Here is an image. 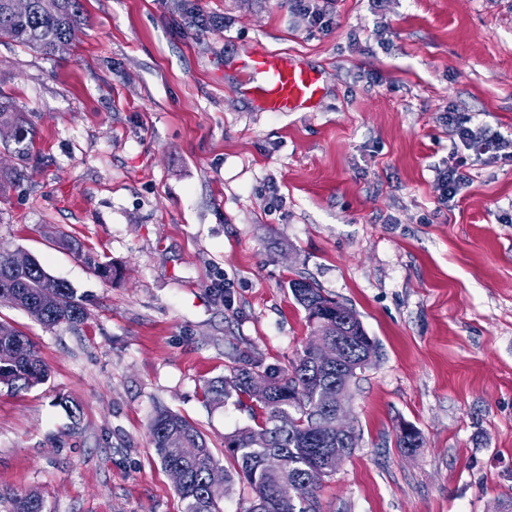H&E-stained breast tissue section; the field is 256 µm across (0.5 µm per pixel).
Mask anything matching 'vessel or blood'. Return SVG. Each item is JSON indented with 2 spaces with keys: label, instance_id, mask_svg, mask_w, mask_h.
I'll use <instances>...</instances> for the list:
<instances>
[{
  "label": "vessel or blood",
  "instance_id": "b4317fda",
  "mask_svg": "<svg viewBox=\"0 0 512 512\" xmlns=\"http://www.w3.org/2000/svg\"><path fill=\"white\" fill-rule=\"evenodd\" d=\"M248 67L258 76L250 92L268 112L295 111L315 102L323 91L321 73L280 52L254 54Z\"/></svg>",
  "mask_w": 512,
  "mask_h": 512
}]
</instances>
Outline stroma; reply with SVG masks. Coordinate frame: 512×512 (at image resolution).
<instances>
[{
    "label": "stroma",
    "mask_w": 512,
    "mask_h": 512,
    "mask_svg": "<svg viewBox=\"0 0 512 512\" xmlns=\"http://www.w3.org/2000/svg\"><path fill=\"white\" fill-rule=\"evenodd\" d=\"M81 0L69 54L0 43V92L31 121L0 134V244L84 297L75 326L0 306L50 369L0 385V512H183L157 463L156 407L195 423L223 467L250 425L207 382L230 354L289 365L312 339L290 280L353 309L377 345L347 414L358 448L324 512H512V0ZM320 70L314 105L267 112L243 61ZM465 181L445 199L440 169ZM79 239L118 276L55 242ZM78 401L70 415L60 397ZM424 438L396 445L401 425ZM470 122L467 120H460L455 115H449L448 125L453 126L459 139L464 144H478L484 152H489L490 149L496 152L505 151L512 147V142L505 139L487 137L479 131L474 130L472 127L467 126Z\"/></svg>",
    "instance_id": "35a3bbf8"
}]
</instances>
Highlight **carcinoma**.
I'll list each match as a JSON object with an SVG mask.
<instances>
[{"mask_svg": "<svg viewBox=\"0 0 512 512\" xmlns=\"http://www.w3.org/2000/svg\"><path fill=\"white\" fill-rule=\"evenodd\" d=\"M30 0L26 15L11 10L10 0H0V40L36 49L54 58L69 50L75 26L80 21V0H57L54 12ZM7 131L23 155L33 129L16 111L9 98L0 95V131ZM59 243L80 258L93 274L112 280V263L62 232ZM296 302L307 319L324 323L329 330L340 328L348 352L339 367L323 365L305 349L288 368L267 364L262 358L241 353L231 358L229 374L208 384L212 401L233 396L238 405L249 401L248 411L255 426H246L224 438L227 456L238 478L253 493L247 512H322L319 499L304 503L297 496V483L307 480L319 487L321 480L336 473V453L348 457L358 447L359 435L351 430L336 436L328 420L336 416V395L346 400L360 369L359 353L368 333L358 315L343 307L336 317V300L325 295L312 281L289 282ZM21 309L46 327L73 325L84 319L81 297L66 281L49 274L31 254L20 248L0 246V305ZM48 378V367L27 335L0 321V384L14 391L27 389ZM150 442L165 471L183 469L184 484L177 493L185 512H222L227 486L215 488L210 473L222 469L201 430L182 415L159 408L151 421ZM423 445L418 429L397 436V447L417 451ZM12 512H45L41 496L24 492L14 496Z\"/></svg>", "mask_w": 512, "mask_h": 512, "instance_id": "carcinoma-1", "label": "carcinoma"}]
</instances>
